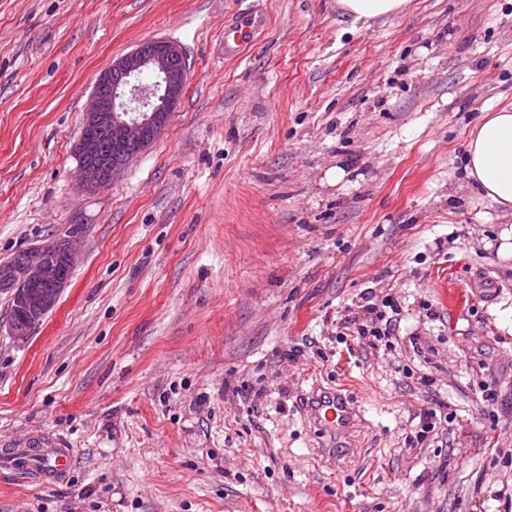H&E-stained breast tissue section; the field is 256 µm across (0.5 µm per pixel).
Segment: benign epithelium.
Listing matches in <instances>:
<instances>
[{
  "label": "benign epithelium",
  "mask_w": 512,
  "mask_h": 512,
  "mask_svg": "<svg viewBox=\"0 0 512 512\" xmlns=\"http://www.w3.org/2000/svg\"><path fill=\"white\" fill-rule=\"evenodd\" d=\"M178 60H185L179 45L149 40L100 73L75 145L79 187L94 189L126 167L122 163L106 170L91 162L102 140L115 137L141 150L163 134L168 121L159 118V113L174 110L186 85L188 66L176 65ZM80 240L81 231L75 229L28 250L23 263L0 267V290L10 294L31 323L45 316L66 287V268L73 267ZM39 287L44 291L35 292Z\"/></svg>",
  "instance_id": "obj_1"
}]
</instances>
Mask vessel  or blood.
<instances>
[{"label":"vessel or blood","instance_id":"1","mask_svg":"<svg viewBox=\"0 0 512 512\" xmlns=\"http://www.w3.org/2000/svg\"><path fill=\"white\" fill-rule=\"evenodd\" d=\"M268 19L260 12L240 14L224 28V56L232 59L239 55L240 48L258 30L265 28ZM306 417L321 431L318 445L320 455L336 457L347 451L346 434L355 422L356 407L349 396L336 391L324 390L311 393L302 403ZM49 453H37L30 443H15L0 449V461L5 465L20 468L38 479L55 478L65 473L74 461L73 450L67 439L56 437Z\"/></svg>","mask_w":512,"mask_h":512}]
</instances>
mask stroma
Returning <instances> with one entry per match:
<instances>
[{
	"instance_id": "stroma-1",
	"label": "stroma",
	"mask_w": 512,
	"mask_h": 512,
	"mask_svg": "<svg viewBox=\"0 0 512 512\" xmlns=\"http://www.w3.org/2000/svg\"><path fill=\"white\" fill-rule=\"evenodd\" d=\"M154 39L187 58L169 126L80 189L94 83ZM511 104L512 0H0V263L83 227L26 340L0 292V443L76 450L51 484L0 467V512H504L512 336L487 309L512 257L462 157ZM388 296V344L351 335ZM316 387L359 406L347 455L316 453ZM430 408L452 421L416 441ZM346 14L355 19L389 17L402 13L409 0H339ZM268 24L267 16L260 12L240 14L224 28V57L233 59L240 53V47L246 44L258 30Z\"/></svg>"
}]
</instances>
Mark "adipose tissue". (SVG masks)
<instances>
[{"instance_id":"obj_1","label":"adipose tissue","mask_w":512,"mask_h":512,"mask_svg":"<svg viewBox=\"0 0 512 512\" xmlns=\"http://www.w3.org/2000/svg\"><path fill=\"white\" fill-rule=\"evenodd\" d=\"M464 172L502 217H512V105L481 115L464 144Z\"/></svg>"}]
</instances>
